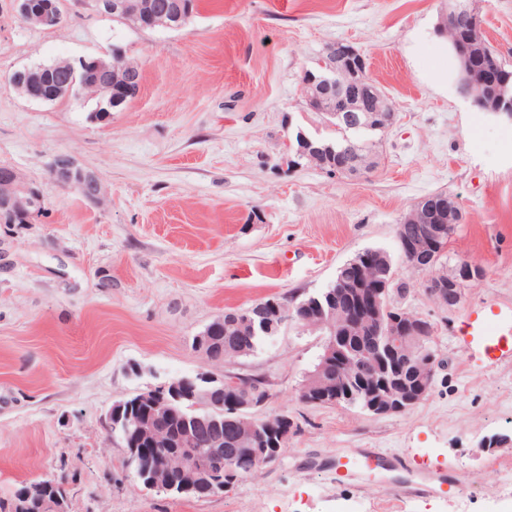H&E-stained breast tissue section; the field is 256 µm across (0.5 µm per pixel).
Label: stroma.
Here are the masks:
<instances>
[{"label":"stroma","mask_w":512,"mask_h":512,"mask_svg":"<svg viewBox=\"0 0 512 512\" xmlns=\"http://www.w3.org/2000/svg\"><path fill=\"white\" fill-rule=\"evenodd\" d=\"M489 43L512 60V0H470ZM448 0H197L179 30L139 29L65 0L53 30L0 0V166L40 184L36 224H0V497L16 483L66 476L69 512H512V356L487 359L464 335L469 312L512 318V123L457 91L435 28ZM342 40L366 59L398 110L361 137L372 168L336 176L293 166L296 130L332 139L307 108L301 77ZM122 48L139 94L109 119L90 101L22 95L17 70ZM60 154L94 171L99 202L55 185ZM445 192L465 224L438 272L481 266L457 308L435 303L427 272L400 257L395 226L424 196ZM366 249L385 250L405 292L389 301L433 325L440 360L430 393L375 416L303 402L322 334L288 326L230 369L269 382L265 414L298 426L285 454L209 498L143 488L109 435L112 404L170 377L210 369L192 341L224 311L272 295L303 298ZM352 448L409 467L336 484ZM463 490L401 496L421 474Z\"/></svg>","instance_id":"stroma-1"}]
</instances>
